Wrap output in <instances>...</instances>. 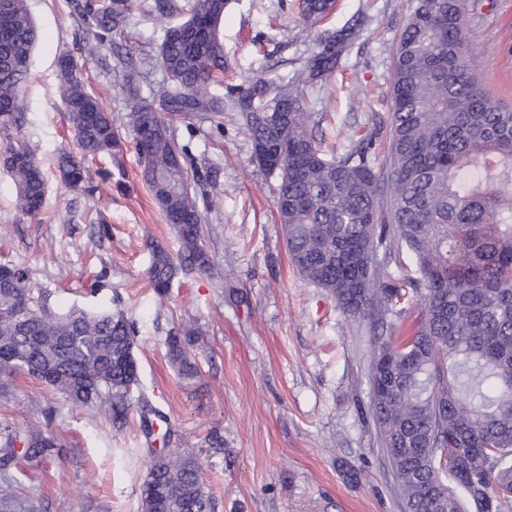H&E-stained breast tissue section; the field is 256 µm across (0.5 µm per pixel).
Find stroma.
Instances as JSON below:
<instances>
[{"mask_svg": "<svg viewBox=\"0 0 512 512\" xmlns=\"http://www.w3.org/2000/svg\"><path fill=\"white\" fill-rule=\"evenodd\" d=\"M156 0H134L129 31L155 57L164 36ZM416 0H335L322 22L306 26L298 0H229L224 12L225 69L221 93L248 84L279 63L293 74L311 39L362 14L368 23L327 85L308 97L322 120L314 136L337 153L371 135L384 165L391 83L399 34ZM40 39L19 103L22 137L40 141L48 167L38 217L14 206L15 187L0 169V262L31 270L33 286L54 311L121 310L137 329L138 390L160 413L146 435L142 408L120 423L93 407H75L28 377L0 395V428L50 425L60 454L20 460L7 491L10 512H142L141 485L151 453L163 447L197 456L215 512H403L395 479L367 414L369 320L343 314L328 291L293 266L276 212L279 180L253 160L240 112L199 114L171 123L199 172L219 198L205 215L211 269L178 277L165 296L150 286L147 240L171 253L180 244L140 175L126 126L129 86L149 98L163 87L160 69L128 71L113 37L86 65L121 142L91 160L109 170L93 193L64 187L52 167L72 149L73 133L57 85L58 60L76 50L84 25L76 0H28ZM466 62L502 106L512 109V0H471L465 16ZM203 329L200 374L180 378L165 339L184 321ZM224 448L207 445L212 433Z\"/></svg>", "mask_w": 512, "mask_h": 512, "instance_id": "stroma-1", "label": "stroma"}]
</instances>
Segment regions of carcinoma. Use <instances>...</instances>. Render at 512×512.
I'll use <instances>...</instances> for the list:
<instances>
[{
	"label": "carcinoma",
	"mask_w": 512,
	"mask_h": 512,
	"mask_svg": "<svg viewBox=\"0 0 512 512\" xmlns=\"http://www.w3.org/2000/svg\"><path fill=\"white\" fill-rule=\"evenodd\" d=\"M228 0H157L158 16L185 13L166 27L156 66L167 88L158 99H127L135 151L146 148L141 176L180 242L178 257L148 242V278L159 295L179 275L210 267L205 211L192 181L195 166L178 145L169 117L224 111L212 91L224 74L222 22ZM468 0H417L399 36L392 82L387 162L376 168L372 139L327 156L313 137L308 91L339 68L364 18L317 37L329 50L310 52L291 78L268 72L233 89L234 105L264 153L263 170L280 178L276 202L288 254L308 282L336 296L343 312L374 317L368 367L370 416L406 512H502L512 498V110L498 106L467 70L463 18ZM86 35L78 50L94 59L124 35L132 0H81ZM331 0H300L302 16L325 17ZM39 33L26 0H0V128L19 129V88L29 76ZM58 81L79 153H61L64 185L88 192L87 159L112 154L119 132L87 90L69 54ZM268 112L284 119L272 124ZM15 204L39 214L46 181L37 144L4 150ZM406 248L418 276L381 281L394 251ZM0 276V392L21 375L74 406H100L112 421L132 407L138 384L135 329L121 312H56L32 287L30 269L7 262ZM421 306L412 335H395L394 319ZM198 323L166 337V355L183 379L200 374ZM0 480L14 481L17 460L59 454L48 426L0 433ZM143 512H215L198 459L168 448L153 455L141 486Z\"/></svg>",
	"instance_id": "cac0c4a2"
}]
</instances>
